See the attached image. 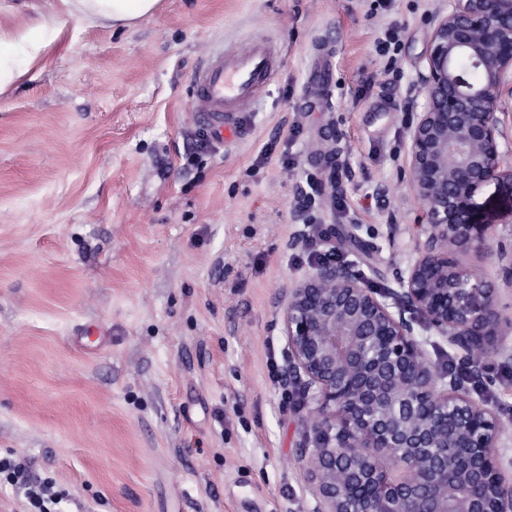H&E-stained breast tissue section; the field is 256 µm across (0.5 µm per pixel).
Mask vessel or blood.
Wrapping results in <instances>:
<instances>
[{
  "label": "vessel or blood",
  "mask_w": 512,
  "mask_h": 512,
  "mask_svg": "<svg viewBox=\"0 0 512 512\" xmlns=\"http://www.w3.org/2000/svg\"><path fill=\"white\" fill-rule=\"evenodd\" d=\"M279 53L275 44L258 38L245 47L209 57L194 71V110L216 137L232 130L238 113L274 78Z\"/></svg>",
  "instance_id": "b4317fda"
}]
</instances>
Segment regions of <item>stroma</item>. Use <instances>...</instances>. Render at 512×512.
<instances>
[{
    "label": "stroma",
    "instance_id": "35a3bbf8",
    "mask_svg": "<svg viewBox=\"0 0 512 512\" xmlns=\"http://www.w3.org/2000/svg\"><path fill=\"white\" fill-rule=\"evenodd\" d=\"M442 0H161L69 19L0 98V456L67 512H314L318 436L281 308L337 248L365 285L417 256L412 100ZM403 32L395 72L376 44ZM280 45L237 136L202 147L209 56ZM474 395L512 420V358Z\"/></svg>",
    "mask_w": 512,
    "mask_h": 512
}]
</instances>
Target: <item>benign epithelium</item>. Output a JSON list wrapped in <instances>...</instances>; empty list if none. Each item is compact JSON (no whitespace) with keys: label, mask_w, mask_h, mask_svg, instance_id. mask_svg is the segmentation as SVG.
<instances>
[{"label":"benign epithelium","mask_w":512,"mask_h":512,"mask_svg":"<svg viewBox=\"0 0 512 512\" xmlns=\"http://www.w3.org/2000/svg\"><path fill=\"white\" fill-rule=\"evenodd\" d=\"M461 50L481 81L458 71ZM419 83L424 104L407 148L427 218L418 257L384 289L345 265L317 264L282 310L287 381L323 432L308 458L316 512H512L498 414L453 372L436 371L418 338L431 331L464 358L512 353L499 289L458 260L491 252L477 192L512 189L497 116L512 95V0H448ZM495 256L511 285L512 252Z\"/></svg>","instance_id":"obj_1"}]
</instances>
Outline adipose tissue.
Here are the masks:
<instances>
[{
	"mask_svg": "<svg viewBox=\"0 0 512 512\" xmlns=\"http://www.w3.org/2000/svg\"><path fill=\"white\" fill-rule=\"evenodd\" d=\"M160 0H60L56 11L40 14L21 27H0V95L6 93L28 68L40 61L64 31L70 17L81 16L89 24L109 22L128 26L152 14Z\"/></svg>",
	"mask_w": 512,
	"mask_h": 512,
	"instance_id": "adipose-tissue-1",
	"label": "adipose tissue"
}]
</instances>
